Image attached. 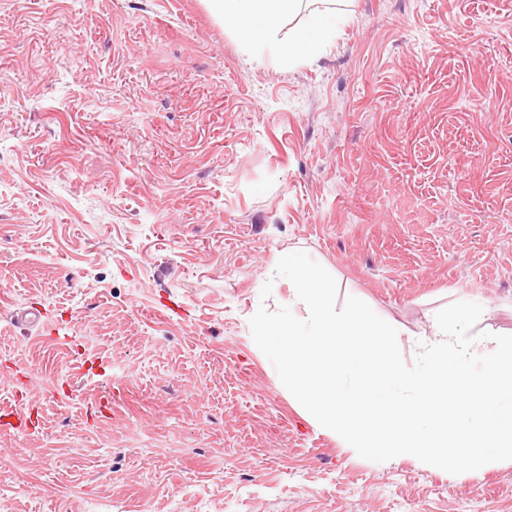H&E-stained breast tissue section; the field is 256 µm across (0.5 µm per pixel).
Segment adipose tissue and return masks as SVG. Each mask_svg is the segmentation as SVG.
<instances>
[{
  "mask_svg": "<svg viewBox=\"0 0 512 512\" xmlns=\"http://www.w3.org/2000/svg\"><path fill=\"white\" fill-rule=\"evenodd\" d=\"M225 26L243 39L255 59L272 57L283 67L296 65L314 56L336 37L340 23L349 20L351 0H333L330 9L310 11L305 23L281 37L286 17L297 12L301 0H208Z\"/></svg>",
  "mask_w": 512,
  "mask_h": 512,
  "instance_id": "ef3b65f1",
  "label": "adipose tissue"
}]
</instances>
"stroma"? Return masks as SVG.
Here are the masks:
<instances>
[{"mask_svg": "<svg viewBox=\"0 0 512 512\" xmlns=\"http://www.w3.org/2000/svg\"><path fill=\"white\" fill-rule=\"evenodd\" d=\"M352 11L286 69L207 0H0V512H512L511 460L364 459L251 335L291 250L406 364L462 299L512 335V0Z\"/></svg>", "mask_w": 512, "mask_h": 512, "instance_id": "1", "label": "stroma"}]
</instances>
